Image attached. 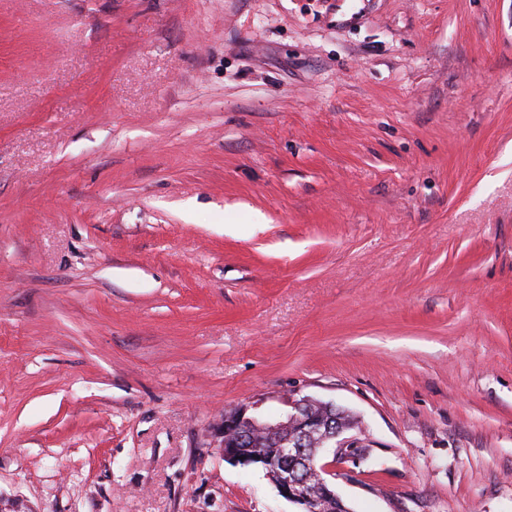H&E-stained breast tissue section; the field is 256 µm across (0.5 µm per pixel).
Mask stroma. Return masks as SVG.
<instances>
[{"label":"stroma","mask_w":512,"mask_h":512,"mask_svg":"<svg viewBox=\"0 0 512 512\" xmlns=\"http://www.w3.org/2000/svg\"><path fill=\"white\" fill-rule=\"evenodd\" d=\"M293 395L512 512V0H0V512H295L211 437Z\"/></svg>","instance_id":"obj_1"}]
</instances>
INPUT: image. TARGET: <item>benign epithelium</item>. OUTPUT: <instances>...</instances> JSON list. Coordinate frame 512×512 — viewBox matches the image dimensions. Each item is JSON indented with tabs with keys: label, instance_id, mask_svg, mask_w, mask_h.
<instances>
[{
	"label": "benign epithelium",
	"instance_id": "obj_1",
	"mask_svg": "<svg viewBox=\"0 0 512 512\" xmlns=\"http://www.w3.org/2000/svg\"><path fill=\"white\" fill-rule=\"evenodd\" d=\"M313 403L308 396L289 397L288 411L275 420L257 415L254 404L227 410L214 429V447L230 463L266 471L278 495L301 512H341V497L323 477L327 470L320 458L358 451L359 441L346 436L340 424L312 413ZM257 434L278 442V453L258 454L252 448Z\"/></svg>",
	"mask_w": 512,
	"mask_h": 512
}]
</instances>
